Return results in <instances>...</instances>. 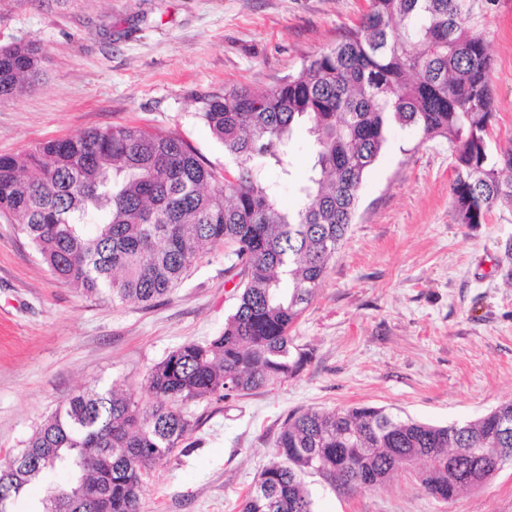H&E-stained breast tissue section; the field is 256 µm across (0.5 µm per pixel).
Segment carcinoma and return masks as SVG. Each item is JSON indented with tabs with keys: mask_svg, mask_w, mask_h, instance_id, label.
Masks as SVG:
<instances>
[{
	"mask_svg": "<svg viewBox=\"0 0 512 512\" xmlns=\"http://www.w3.org/2000/svg\"><path fill=\"white\" fill-rule=\"evenodd\" d=\"M331 49L271 89L239 87L200 116L235 162L225 176L176 133L115 125L0 155V214L18 224L58 280L112 304L151 306L222 246L246 270L224 331L172 351L148 373L142 405L114 389L81 390L0 464L11 501L64 470L43 512H140L151 471L191 431L183 407L247 395L297 374L306 349L289 336L356 213L367 172L395 126L448 141L456 221L483 224L512 204V139L488 150L494 112L485 39L464 24L468 0H367ZM34 43L0 48V99L40 75ZM311 138L301 200L285 212L256 161L292 179L288 154ZM512 402L439 426L373 406L308 409L284 421L275 457L240 512H314L304 476L346 488L381 485L402 467L437 500H454L512 455Z\"/></svg>",
	"mask_w": 512,
	"mask_h": 512,
	"instance_id": "obj_1",
	"label": "carcinoma"
}]
</instances>
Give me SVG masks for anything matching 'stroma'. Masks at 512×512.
I'll return each mask as SVG.
<instances>
[{
  "mask_svg": "<svg viewBox=\"0 0 512 512\" xmlns=\"http://www.w3.org/2000/svg\"><path fill=\"white\" fill-rule=\"evenodd\" d=\"M365 0H0V47L41 46V75L0 100V155L118 124L173 132L212 167L232 162L199 101L274 87L334 47ZM486 40L495 117L488 147L512 139V0H470ZM312 147L297 130L295 182L262 172L297 207ZM447 141L393 128L315 299L292 330L312 358L294 377L185 407L192 431L157 465L141 512H238L286 417L370 405L446 425L512 401V204L459 224ZM223 248L144 309L61 284L0 216V459L81 390L146 399L147 373L181 345L221 334L237 293ZM315 512H512V465L453 502L410 474L343 490L308 475Z\"/></svg>",
  "mask_w": 512,
  "mask_h": 512,
  "instance_id": "1",
  "label": "stroma"
}]
</instances>
